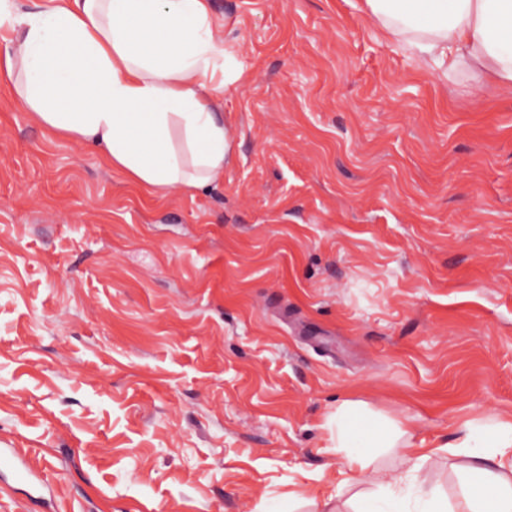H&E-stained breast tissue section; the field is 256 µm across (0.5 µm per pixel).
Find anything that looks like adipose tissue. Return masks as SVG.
Instances as JSON below:
<instances>
[{"mask_svg": "<svg viewBox=\"0 0 512 512\" xmlns=\"http://www.w3.org/2000/svg\"><path fill=\"white\" fill-rule=\"evenodd\" d=\"M372 22L438 78L472 66L480 78L512 89V0H365ZM0 67L33 120L49 132L91 144L101 160L151 194L224 180L231 138L216 96L244 76L233 48H219L209 0H56L20 11L0 0ZM232 65L218 70L216 57ZM356 409L337 407L336 450L342 486L375 481L370 449L398 447L417 471L410 444L384 427L352 425ZM476 476L456 503L437 487L414 490L430 512H512V420L481 439L449 445ZM494 471H487V463Z\"/></svg>", "mask_w": 512, "mask_h": 512, "instance_id": "adipose-tissue-1", "label": "adipose tissue"}]
</instances>
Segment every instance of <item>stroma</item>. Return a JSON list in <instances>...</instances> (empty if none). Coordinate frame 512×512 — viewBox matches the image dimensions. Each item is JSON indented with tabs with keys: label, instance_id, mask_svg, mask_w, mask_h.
<instances>
[{
	"label": "stroma",
	"instance_id": "stroma-1",
	"mask_svg": "<svg viewBox=\"0 0 512 512\" xmlns=\"http://www.w3.org/2000/svg\"><path fill=\"white\" fill-rule=\"evenodd\" d=\"M247 68L219 187L158 196L0 75V448L47 512H353L339 405L435 452L512 418V89L440 79L363 0H210Z\"/></svg>",
	"mask_w": 512,
	"mask_h": 512
}]
</instances>
